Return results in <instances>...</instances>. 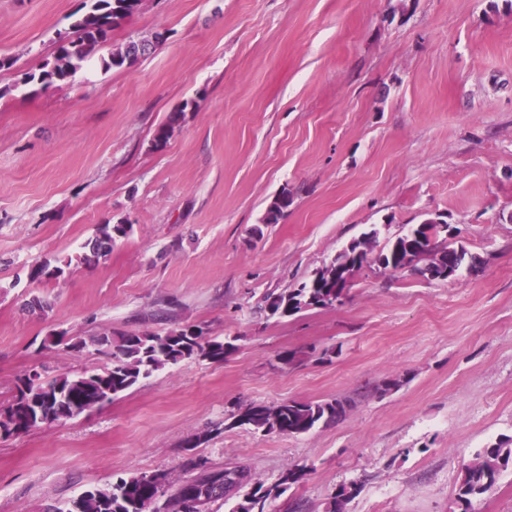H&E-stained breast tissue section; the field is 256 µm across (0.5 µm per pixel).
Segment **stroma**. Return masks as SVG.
Listing matches in <instances>:
<instances>
[{"label":"stroma","mask_w":512,"mask_h":512,"mask_svg":"<svg viewBox=\"0 0 512 512\" xmlns=\"http://www.w3.org/2000/svg\"><path fill=\"white\" fill-rule=\"evenodd\" d=\"M84 4L0 0V407L30 371L109 365L41 349L52 331L191 326L234 349L0 439V512L141 473L178 485L191 457L268 485L304 468L270 512H325L353 481L344 512H455L464 468L512 439V0H141L66 82L24 83ZM157 34L132 68L103 65ZM283 193L287 216L263 224ZM427 215L477 273L366 266L340 305L261 311L365 232L382 245ZM123 219L106 263L29 281ZM332 399L345 415L305 435L227 424L250 404Z\"/></svg>","instance_id":"35a3bbf8"}]
</instances>
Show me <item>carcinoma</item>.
Returning a JSON list of instances; mask_svg holds the SVG:
<instances>
[{
  "instance_id": "carcinoma-1",
  "label": "carcinoma",
  "mask_w": 512,
  "mask_h": 512,
  "mask_svg": "<svg viewBox=\"0 0 512 512\" xmlns=\"http://www.w3.org/2000/svg\"><path fill=\"white\" fill-rule=\"evenodd\" d=\"M87 11L69 27L56 32L55 51L52 60L43 64L40 72L25 76L24 82L49 87L64 82L75 74L83 64L92 59V54L105 43L110 33L131 17L140 0H88ZM141 58L138 41L131 39L112 51L103 64L112 68H130ZM184 109L172 112L168 121L160 126L155 143L162 145L171 137ZM291 200L284 192L271 201L263 223L277 224L285 216ZM133 225L126 220L115 224H100L95 236L86 244L89 253L79 257L84 264H97L112 252L117 241L132 232ZM443 229L427 218L402 234L387 241L379 250L369 247L376 240L377 231L372 230L352 241L327 266L317 271L310 280L287 293L270 294L266 297V308L271 315L292 316L302 310L329 308L345 299L343 289L336 287L334 275L340 271L348 276L365 266L373 265L382 270L410 271L429 281L442 277L446 270L452 277L460 275L463 268H476V259L462 245L454 247L441 238ZM64 266H50L44 262L31 267L28 274L32 282L57 280L64 275ZM184 341L170 343L173 335ZM142 332L123 335L119 344L112 345V333L101 332L87 338L69 336L65 332H51L43 339L45 348L63 347L80 352L93 344L98 350H113L112 365L104 370H85L76 374L46 376L40 372H29L17 379L13 401L0 409V436L9 438L30 430L27 425L25 407L30 400L40 403L44 410V422H60L58 412L69 410L73 419L86 411L102 405L98 395L102 387L111 389L106 399L111 401L137 385L140 380L169 365L185 359L195 358L219 362L234 345L217 337L205 336L193 330L177 333ZM347 404L333 399L316 402L294 400L281 402L273 407L252 405L240 414L236 425L247 426L255 431L276 432L298 436L313 431L321 424L338 421L346 412ZM512 464V445L498 443L484 448L464 470L456 492V504L460 512H472V502L487 493L495 485L501 470ZM186 466L195 472L194 478L169 493L166 490L167 475L156 474L158 482L150 483L145 475L121 478L102 487H92L81 492L75 501L79 512H165L164 498L177 499L191 490H205L206 506L227 497L243 494L242 501L234 512H268L266 502L276 498L303 479L304 469L293 466L285 469L278 480L266 486L255 480L244 467L224 468L210 464L202 458H191ZM360 491V484L351 482L341 485L331 497L326 512H344V507Z\"/></svg>"
}]
</instances>
